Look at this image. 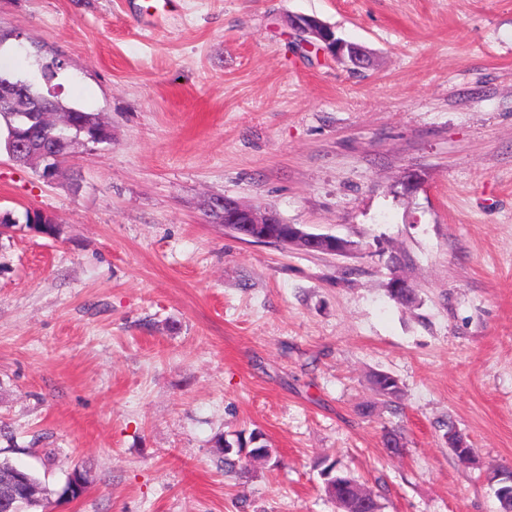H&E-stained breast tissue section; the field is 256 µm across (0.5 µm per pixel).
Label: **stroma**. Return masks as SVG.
Masks as SVG:
<instances>
[{
	"instance_id": "stroma-1",
	"label": "stroma",
	"mask_w": 512,
	"mask_h": 512,
	"mask_svg": "<svg viewBox=\"0 0 512 512\" xmlns=\"http://www.w3.org/2000/svg\"><path fill=\"white\" fill-rule=\"evenodd\" d=\"M297 15L371 65L301 41ZM3 32L0 70L37 80L61 59L63 101L112 129L54 183L0 151V457L52 490L90 479L50 512H337L326 458L381 512H499L512 0H0ZM211 195L357 251L241 240L205 217ZM395 253L410 305L386 288ZM254 430L272 459L225 473L215 436Z\"/></svg>"
}]
</instances>
